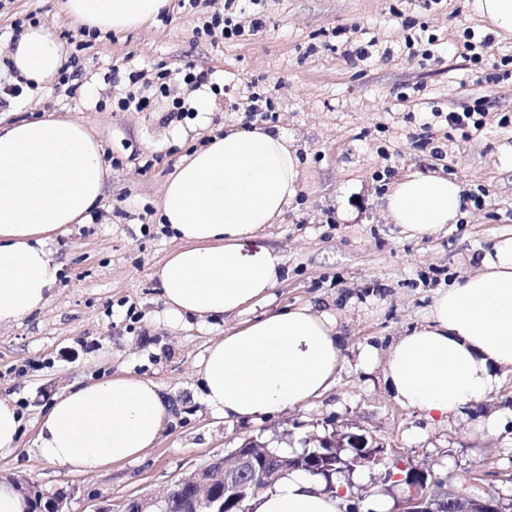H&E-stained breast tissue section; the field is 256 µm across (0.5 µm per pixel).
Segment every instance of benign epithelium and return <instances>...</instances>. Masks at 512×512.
I'll return each instance as SVG.
<instances>
[{
	"instance_id": "1",
	"label": "benign epithelium",
	"mask_w": 512,
	"mask_h": 512,
	"mask_svg": "<svg viewBox=\"0 0 512 512\" xmlns=\"http://www.w3.org/2000/svg\"><path fill=\"white\" fill-rule=\"evenodd\" d=\"M319 444L339 455L342 448H350L353 456L347 465L354 467L366 462L360 449L366 447L368 439L363 434L335 430L319 438ZM277 459L278 465L267 462ZM278 458L266 445L247 439L234 448L230 454L211 460L205 467L181 479L175 490L187 489L191 492L192 512H229L242 508L243 502L274 481L283 469ZM134 512H168V500L156 502L149 499H133L126 510ZM467 512H502L501 503L492 495L468 498Z\"/></svg>"
}]
</instances>
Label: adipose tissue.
Returning a JSON list of instances; mask_svg holds the SVG:
<instances>
[{"label": "adipose tissue", "mask_w": 512, "mask_h": 512, "mask_svg": "<svg viewBox=\"0 0 512 512\" xmlns=\"http://www.w3.org/2000/svg\"><path fill=\"white\" fill-rule=\"evenodd\" d=\"M168 0H65L79 25L133 30L154 21ZM30 84L55 79L64 48L45 26L26 28L10 50ZM101 147L81 123L51 118L0 124V324L40 311L62 269L49 248L68 224H85L103 193ZM303 172L283 131L240 129L213 137L167 180L161 222L179 246L159 272L169 323L190 316L232 317L265 299L281 259L242 252L243 239L275 223L296 197ZM393 223L412 238L462 214L463 188L441 174L412 173L386 200ZM343 358L336 320L300 306L225 331L201 364V397L216 416L247 421L319 397ZM362 366L382 365L404 407L445 419L483 400L512 367V237L495 242L480 269L437 294L421 326L387 351L361 347ZM170 415L159 385L120 374L55 397L38 420L35 453L76 475L101 472L154 446ZM303 470L289 472L249 501L250 512H345L350 490L334 491Z\"/></svg>", "instance_id": "ef3b65f1"}]
</instances>
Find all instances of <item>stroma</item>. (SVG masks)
I'll return each instance as SVG.
<instances>
[{
    "mask_svg": "<svg viewBox=\"0 0 512 512\" xmlns=\"http://www.w3.org/2000/svg\"><path fill=\"white\" fill-rule=\"evenodd\" d=\"M214 5L180 7L163 18L84 42L60 0H0V59L10 52L15 19L33 15L61 41L80 43L83 93L49 83L0 97V119H72L97 138L105 155L101 205L90 223L72 224L50 242L63 265L59 287L33 316L0 325V395L17 398L24 415L15 457L0 459V478L25 479L72 493L71 512L108 504L124 512L135 496L160 500L174 484L211 459L252 439L283 452L307 448L335 429L375 436L389 454L410 459L458 490L470 476L512 499V421L490 433L483 422L512 411V367L498 388L445 421L408 409L387 391L383 370L359 366L360 346L386 349L424 322L438 289L477 269V259L512 236V78L488 81L512 36L490 33L472 0H265L255 33L210 42L195 31ZM490 38L478 60L462 55L467 33ZM169 73L211 70L218 86L206 121L166 123L168 102L124 112L126 78L104 83L110 67ZM269 97L276 127L299 152L303 178L281 219L247 240L243 252L274 250L284 264L256 318L310 304L337 319L343 360L320 397L256 422L215 417L202 402L199 370L231 318L201 327L174 326L164 316L158 272L176 243L158 222L167 179L192 150L230 126H251L249 92ZM485 101L482 132L462 137L446 123L421 127L431 109L462 110ZM430 138L431 149L420 148ZM440 157H433L432 148ZM441 172L464 190L485 187L482 208L421 239L401 233L386 214L385 197L407 173ZM128 371L166 394L171 419L153 448L138 459L77 476L38 458L36 420L52 398L79 382Z\"/></svg>",
    "mask_w": 512,
    "mask_h": 512,
    "instance_id": "obj_1",
    "label": "stroma"
}]
</instances>
